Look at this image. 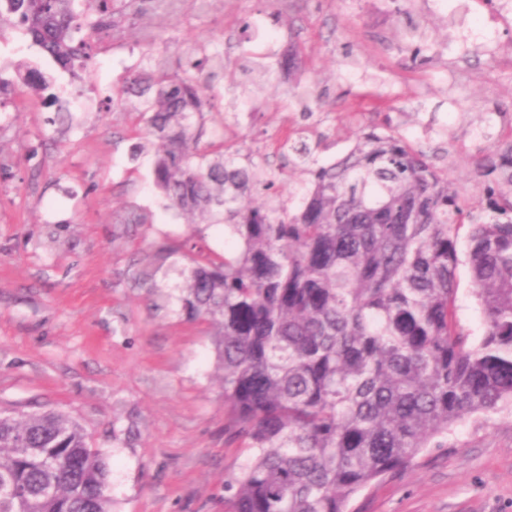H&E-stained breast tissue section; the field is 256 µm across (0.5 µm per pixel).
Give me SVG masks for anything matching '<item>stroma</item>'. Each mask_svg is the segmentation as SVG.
<instances>
[{
  "label": "stroma",
  "mask_w": 512,
  "mask_h": 512,
  "mask_svg": "<svg viewBox=\"0 0 512 512\" xmlns=\"http://www.w3.org/2000/svg\"><path fill=\"white\" fill-rule=\"evenodd\" d=\"M427 41L414 53L399 35L393 0H213L208 12L182 4L153 48L99 34L89 72L71 77L28 47L22 30L0 31V411L55 409L85 429L109 461L112 512H224L225 480L247 451L224 432L227 410L211 328L185 318L179 301L187 244L214 255L236 240L220 224L196 225L165 209L132 112L99 105L148 51L177 70L197 45L224 57L216 107L203 141L223 137L240 152L288 164L287 132L321 142L319 164L346 155L359 131H399L417 149L448 151V182L474 215L487 213V121L512 136V18L496 0H408ZM491 23L496 42L468 39ZM299 47L301 87L321 103L305 118L277 63ZM32 65L52 92L81 105L76 123L54 122L50 94L34 93L16 70ZM134 207L147 224H122ZM155 269L137 282L138 269ZM457 315L481 337L483 313L469 268L457 271ZM353 512H512V414L459 424L444 448L358 494Z\"/></svg>",
  "instance_id": "stroma-1"
}]
</instances>
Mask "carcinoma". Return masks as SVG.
<instances>
[{
    "mask_svg": "<svg viewBox=\"0 0 512 512\" xmlns=\"http://www.w3.org/2000/svg\"><path fill=\"white\" fill-rule=\"evenodd\" d=\"M0 0V28L76 77L95 36L133 0ZM176 0H158L162 27ZM204 47L175 72L157 60L106 109L143 123L136 154L154 150L155 187L192 224H222L238 246L193 255L181 297L213 329L224 384V431L248 451L224 482V512H349L361 491L448 447L462 420L512 410V140L482 130L491 217L472 221L448 172L394 131L361 132L320 165L307 139L284 141L309 176L292 209L267 157L246 163L219 138L200 142L213 107ZM296 75L298 48L279 63ZM23 80L50 88L36 69ZM485 329L473 343L457 317L459 231ZM107 459L82 426L54 410L0 416V512H112Z\"/></svg>",
    "mask_w": 512,
    "mask_h": 512,
    "instance_id": "1",
    "label": "carcinoma"
}]
</instances>
